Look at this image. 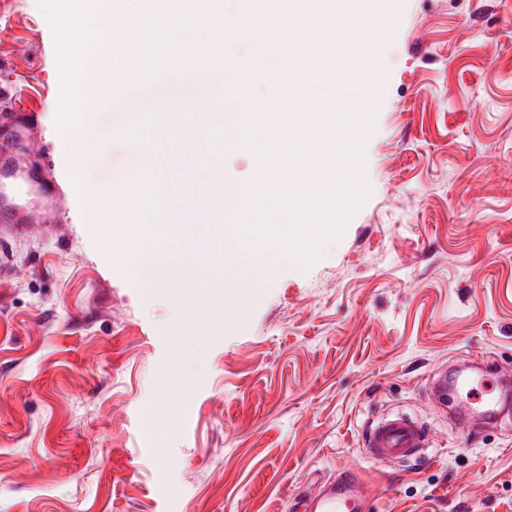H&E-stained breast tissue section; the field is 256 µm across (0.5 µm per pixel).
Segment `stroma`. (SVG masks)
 Returning a JSON list of instances; mask_svg holds the SVG:
<instances>
[{"instance_id": "stroma-1", "label": "stroma", "mask_w": 512, "mask_h": 512, "mask_svg": "<svg viewBox=\"0 0 512 512\" xmlns=\"http://www.w3.org/2000/svg\"><path fill=\"white\" fill-rule=\"evenodd\" d=\"M233 57L255 65L252 95L275 101L277 57L259 18L224 0ZM370 59L374 75L344 87L293 52L308 101L284 106L312 162L333 161L316 130L318 105L375 107V132L351 184L370 195L305 271L280 265L261 280L240 264L243 232L214 250L242 183L262 179L244 148L221 154L224 190L200 192L222 223L194 218L197 250L183 282L213 264H237L224 286V324L198 306L180 349L167 288L127 267L129 225L153 215L125 206L123 170L142 150L152 182L177 187L171 159L200 155L215 119L181 97L137 96L138 145L113 93L132 90L117 56L87 115L93 138L85 184L49 118L61 79L42 0H0V84L36 101L39 148L26 154L48 184L59 223L34 225L0 247V512H292L295 499L356 474L366 512H512V405L496 423L464 431L435 409L432 378L496 363L512 368V0H396L373 27L347 25L334 62ZM112 227L104 245L99 225ZM190 393L159 391L171 372ZM418 420L427 448L383 465L365 438L384 415Z\"/></svg>"}]
</instances>
